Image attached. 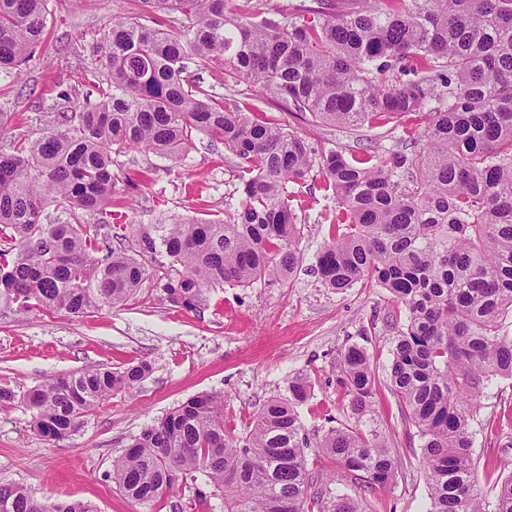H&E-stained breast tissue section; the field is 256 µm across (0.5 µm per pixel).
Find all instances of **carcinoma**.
Returning <instances> with one entry per match:
<instances>
[{"instance_id": "obj_1", "label": "carcinoma", "mask_w": 512, "mask_h": 512, "mask_svg": "<svg viewBox=\"0 0 512 512\" xmlns=\"http://www.w3.org/2000/svg\"><path fill=\"white\" fill-rule=\"evenodd\" d=\"M141 13L103 32L96 97L60 112L57 127L0 150V295L23 310L83 315L127 304L169 259L161 288L187 311L212 286L290 276L301 235L293 186L312 172L339 200L317 255L322 284L386 289L406 315L386 375L401 414L422 440L426 512H512V477L477 489L470 418L485 382L512 379V0H375L352 11L313 0L275 20L253 0H138ZM47 0H0V73L11 74L46 38ZM219 66L322 123L361 127L429 108L422 147L377 159L316 150L275 116L240 111L189 68ZM413 78L403 80L404 75ZM241 159L238 207L223 220L104 221L118 174L113 157L142 150L174 159L198 133ZM54 204L66 218L42 221ZM140 360L50 378L24 396L31 427L68 438L81 419L146 378ZM350 412L371 409L377 380L366 349L342 355ZM269 399L249 432L224 428V400L199 393L134 437L110 478L134 505L157 509L180 484L205 477L224 512H366L339 494L396 482L387 436L333 427L311 444L298 415L302 377ZM336 461L320 478L305 449ZM493 510H488V507ZM0 512H97L80 500L39 501L0 482Z\"/></svg>"}]
</instances>
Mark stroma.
Segmentation results:
<instances>
[{
    "label": "stroma",
    "mask_w": 512,
    "mask_h": 512,
    "mask_svg": "<svg viewBox=\"0 0 512 512\" xmlns=\"http://www.w3.org/2000/svg\"><path fill=\"white\" fill-rule=\"evenodd\" d=\"M136 10L134 0H48L47 40L19 72L0 74V112L15 116L0 131V143L53 129L57 113L71 111L93 92L91 73L99 65L93 48L113 16ZM62 88L71 101L59 99ZM265 110L316 149L342 148L350 155L402 150L410 139L422 137L426 125L422 112L350 128L312 122L285 103ZM116 166L150 172L142 189L122 182L114 187L111 210L125 224L170 216L217 220L239 202L238 159L214 135L197 134L175 160L132 151L119 156ZM295 192L303 258L292 275L207 289L200 311L175 308L154 279L128 305L83 317L36 308L20 312L0 298V383L17 394L13 403L0 406V481L20 484L42 501L82 500L98 512H144L109 477L113 458L134 436L201 392L223 396L228 429L245 435L263 404L287 396L289 378L299 375L310 385L298 407L312 443L310 469L337 470L314 446L329 428L378 429L395 455L396 483L361 493L346 482L338 491L361 494L366 512H425L422 441L401 417L390 390L380 386L371 412L359 418L348 410L349 398L336 383L341 354L351 346L366 348L378 375H385L396 306L380 287L335 291L322 286L314 265L338 203L315 173ZM138 359L150 361L152 373L83 418L68 439L54 442L31 430L22 401L31 388L53 377L102 364L120 368ZM471 432L478 486L486 494L493 481L512 476V379L490 378Z\"/></svg>",
    "instance_id": "obj_1"
}]
</instances>
